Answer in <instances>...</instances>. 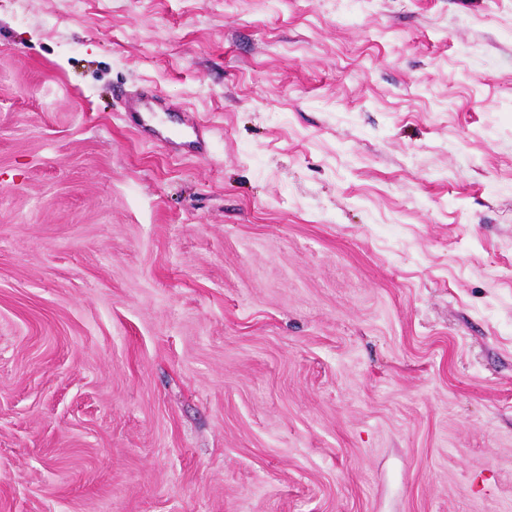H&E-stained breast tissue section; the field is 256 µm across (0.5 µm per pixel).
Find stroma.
Segmentation results:
<instances>
[{
	"mask_svg": "<svg viewBox=\"0 0 512 512\" xmlns=\"http://www.w3.org/2000/svg\"><path fill=\"white\" fill-rule=\"evenodd\" d=\"M0 512H512V0H0Z\"/></svg>",
	"mask_w": 512,
	"mask_h": 512,
	"instance_id": "1",
	"label": "stroma"
}]
</instances>
